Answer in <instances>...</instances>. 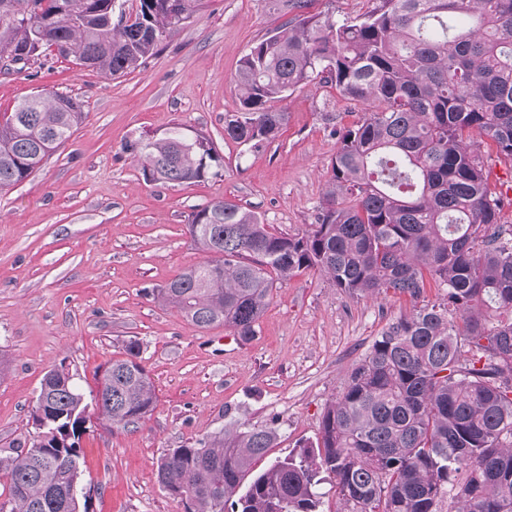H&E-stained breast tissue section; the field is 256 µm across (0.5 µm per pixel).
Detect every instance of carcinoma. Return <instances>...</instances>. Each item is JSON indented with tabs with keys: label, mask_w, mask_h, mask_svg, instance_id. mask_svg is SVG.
<instances>
[{
	"label": "carcinoma",
	"mask_w": 512,
	"mask_h": 512,
	"mask_svg": "<svg viewBox=\"0 0 512 512\" xmlns=\"http://www.w3.org/2000/svg\"><path fill=\"white\" fill-rule=\"evenodd\" d=\"M0 0V61L23 71L42 51L122 76L207 7V0ZM240 59L241 112L224 138L259 148L288 122L276 106L320 78L362 117L338 133L325 206L310 232L270 231L225 199L195 210L193 244L206 259L151 295L200 329L242 340L273 288L314 269L348 294L418 299L388 324L322 416L316 448L255 472L276 440L237 426L171 449L158 480L184 512H319V475L334 480L336 512H512V225L489 189L473 136L512 159V0H376L357 23L304 12ZM83 104L37 93L0 113V190L36 172L81 126ZM153 182L218 178L222 159L203 134L177 125L126 143ZM141 345L129 341L90 392L48 369L38 398L52 413L34 439L0 455L9 512H80V439L88 427L127 428L156 402Z\"/></svg>",
	"instance_id": "1"
}]
</instances>
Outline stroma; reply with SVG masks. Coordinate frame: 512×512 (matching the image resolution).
<instances>
[{
  "label": "stroma",
  "instance_id": "stroma-1",
  "mask_svg": "<svg viewBox=\"0 0 512 512\" xmlns=\"http://www.w3.org/2000/svg\"><path fill=\"white\" fill-rule=\"evenodd\" d=\"M287 0H210L134 72L112 77L52 56L33 72L0 70V113L34 93L81 99L87 118L20 185L0 192V452L31 433L42 376L63 362L83 391L128 341L141 344L155 386L150 415L83 436L89 512H183L157 478L169 449L236 423L272 428L275 460L316 444L328 403L374 339L415 303L352 296L314 270L279 284L243 348L214 344L148 291L203 261L193 211L224 198L259 212L272 232L304 235L317 220L336 151L335 130L362 108L334 84L295 90L288 123L252 149L224 137L240 110L235 75L252 44L291 18ZM180 125L211 139L221 178L149 182L126 151Z\"/></svg>",
  "mask_w": 512,
  "mask_h": 512
}]
</instances>
